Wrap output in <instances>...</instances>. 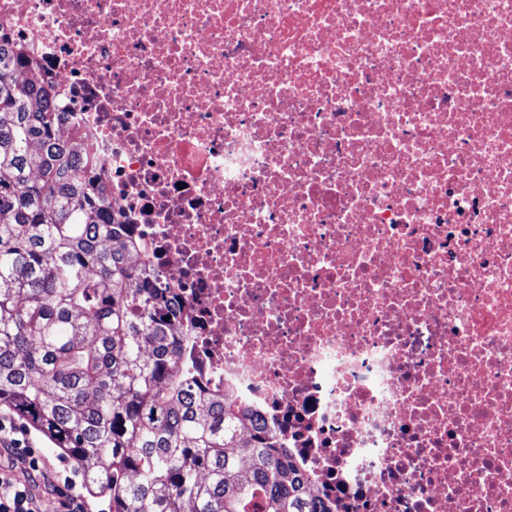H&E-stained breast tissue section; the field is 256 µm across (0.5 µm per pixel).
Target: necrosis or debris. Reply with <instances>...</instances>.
Returning <instances> with one entry per match:
<instances>
[{
  "label": "necrosis or debris",
  "mask_w": 512,
  "mask_h": 512,
  "mask_svg": "<svg viewBox=\"0 0 512 512\" xmlns=\"http://www.w3.org/2000/svg\"><path fill=\"white\" fill-rule=\"evenodd\" d=\"M203 394L330 512H512V0H0Z\"/></svg>",
  "instance_id": "1"
}]
</instances>
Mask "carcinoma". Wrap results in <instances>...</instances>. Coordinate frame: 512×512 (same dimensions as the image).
I'll list each match as a JSON object with an SVG mask.
<instances>
[{
	"label": "carcinoma",
	"mask_w": 512,
	"mask_h": 512,
	"mask_svg": "<svg viewBox=\"0 0 512 512\" xmlns=\"http://www.w3.org/2000/svg\"><path fill=\"white\" fill-rule=\"evenodd\" d=\"M0 32V404L40 429L111 512H330L245 412L197 391L158 273L112 222L93 145Z\"/></svg>",
	"instance_id": "1"
}]
</instances>
